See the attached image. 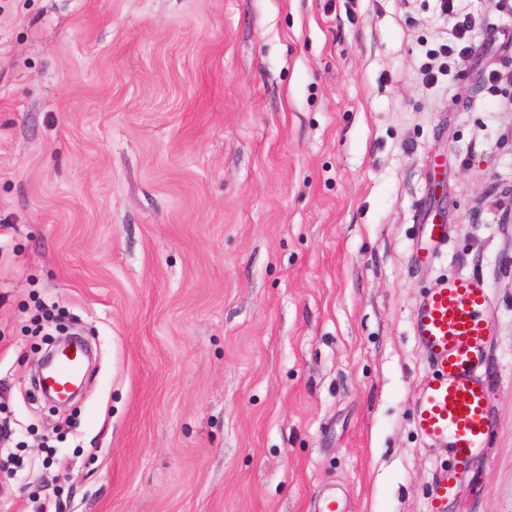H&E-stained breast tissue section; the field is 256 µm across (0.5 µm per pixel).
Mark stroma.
<instances>
[{
  "label": "stroma",
  "instance_id": "35a3bbf8",
  "mask_svg": "<svg viewBox=\"0 0 512 512\" xmlns=\"http://www.w3.org/2000/svg\"><path fill=\"white\" fill-rule=\"evenodd\" d=\"M467 8L426 87L436 0H0V512H435L449 277L491 290L492 429L444 512H512V0ZM45 312L93 354L65 408ZM458 1L460 3L455 4ZM465 0H439L440 10L443 14L450 16L455 22L450 30L451 41L442 44L438 49L430 52L434 57L442 56L448 58V72L450 65H459L465 62L472 50V38L479 23L469 12H466Z\"/></svg>",
  "mask_w": 512,
  "mask_h": 512
}]
</instances>
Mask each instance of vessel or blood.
<instances>
[{
  "mask_svg": "<svg viewBox=\"0 0 512 512\" xmlns=\"http://www.w3.org/2000/svg\"><path fill=\"white\" fill-rule=\"evenodd\" d=\"M414 329L436 367L417 399L416 428L430 444L447 446L459 472L483 452L490 432L480 374L493 329L487 284L476 278L436 283L416 312ZM80 366L79 355L64 356L50 376L52 384L66 390Z\"/></svg>",
  "mask_w": 512,
  "mask_h": 512,
  "instance_id": "obj_1",
  "label": "vessel or blood"
}]
</instances>
